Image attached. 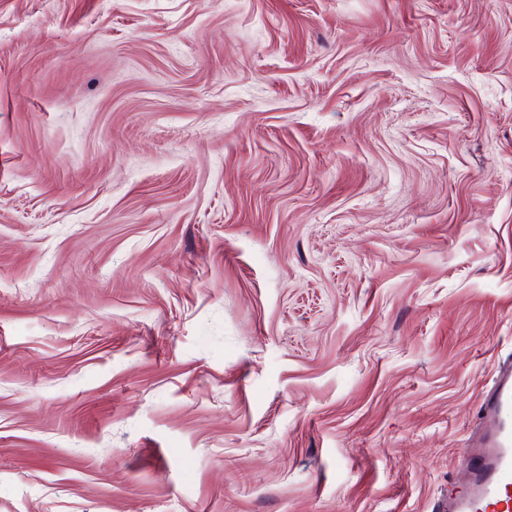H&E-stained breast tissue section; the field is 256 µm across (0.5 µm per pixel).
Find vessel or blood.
Segmentation results:
<instances>
[{
	"instance_id": "obj_1",
	"label": "vessel or blood",
	"mask_w": 512,
	"mask_h": 512,
	"mask_svg": "<svg viewBox=\"0 0 512 512\" xmlns=\"http://www.w3.org/2000/svg\"><path fill=\"white\" fill-rule=\"evenodd\" d=\"M480 420L465 450L470 480L449 492L442 512H512V363L486 391Z\"/></svg>"
}]
</instances>
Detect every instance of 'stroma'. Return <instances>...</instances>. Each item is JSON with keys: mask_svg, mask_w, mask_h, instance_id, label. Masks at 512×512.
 <instances>
[{"mask_svg": "<svg viewBox=\"0 0 512 512\" xmlns=\"http://www.w3.org/2000/svg\"><path fill=\"white\" fill-rule=\"evenodd\" d=\"M512 359V0H0V512H439Z\"/></svg>", "mask_w": 512, "mask_h": 512, "instance_id": "stroma-1", "label": "stroma"}]
</instances>
